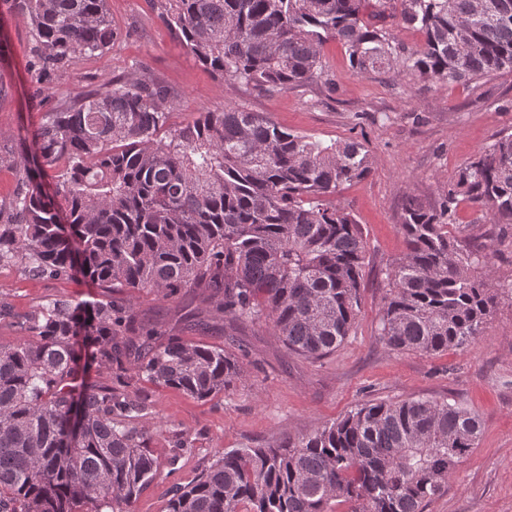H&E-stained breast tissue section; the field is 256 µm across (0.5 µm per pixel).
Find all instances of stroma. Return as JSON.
Instances as JSON below:
<instances>
[{
  "label": "stroma",
  "mask_w": 512,
  "mask_h": 512,
  "mask_svg": "<svg viewBox=\"0 0 512 512\" xmlns=\"http://www.w3.org/2000/svg\"><path fill=\"white\" fill-rule=\"evenodd\" d=\"M107 8L120 31L112 45L38 85L28 73L29 24L12 0H0V86L7 91L0 99V144L31 138L44 112L102 82L137 78L141 64L178 96L170 125L231 104L327 144L358 141L372 161L365 179L343 186L336 196L356 219L366 245L361 312L350 335L312 362L288 350L265 324L214 319L209 304L199 302L212 330L203 336L185 326L180 336L232 350L246 379L208 401L141 382L153 403L144 424L152 430L149 448L159 471L132 512H163L172 484L191 482L226 451L301 437L369 401L418 397L457 401L480 422L477 448L424 512H512V306H500L485 336L464 349L397 352L378 339L385 273L405 251L399 225L405 197L435 200L460 165L497 134L512 132V73L412 88L387 76L356 74L344 46L332 39L324 46L320 77L270 95L226 86L161 20L150 0H107ZM456 222L467 234L493 241L497 278H512V225L490 223L466 204ZM104 296L78 273L44 280L24 273L20 262L0 264V303L19 314L56 298L84 302ZM177 432L188 439L187 448H173Z\"/></svg>",
  "instance_id": "35a3bbf8"
}]
</instances>
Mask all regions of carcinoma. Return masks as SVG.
Returning <instances> with one entry per match:
<instances>
[{
    "instance_id": "cac0c4a2",
    "label": "carcinoma",
    "mask_w": 512,
    "mask_h": 512,
    "mask_svg": "<svg viewBox=\"0 0 512 512\" xmlns=\"http://www.w3.org/2000/svg\"><path fill=\"white\" fill-rule=\"evenodd\" d=\"M160 17L229 85L275 93L322 71L330 39L358 74L413 84L512 73V0L505 17L482 0H397L393 17L418 29L408 48L374 21L391 0H158ZM28 20L37 81L106 50L118 36L107 0H13ZM177 97L158 78L110 80L43 113L34 154L12 159L21 189L0 205V262L37 278L80 272L125 302L53 300L16 316L22 335L0 346V512H128L158 462L139 419L146 381L204 401L245 377L236 354L144 322L146 293L211 292L230 321L263 322L289 350L327 356L361 308L365 243L334 203L365 178L354 141L325 144L266 116L226 106L168 124ZM54 169L53 193L44 190ZM494 224H512V132L464 163L441 197L408 196L406 249L387 273L379 339L434 354L485 335L512 280L492 285V243L449 231L459 197ZM113 373L77 381L80 350ZM478 417L436 399L367 402L297 439L239 448L168 490L164 512H424L478 445Z\"/></svg>"
}]
</instances>
